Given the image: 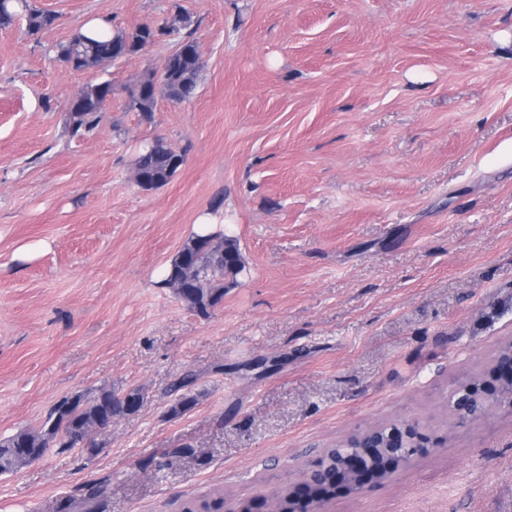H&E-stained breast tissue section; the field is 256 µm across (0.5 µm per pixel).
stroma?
Listing matches in <instances>:
<instances>
[{
    "label": "stroma",
    "mask_w": 512,
    "mask_h": 512,
    "mask_svg": "<svg viewBox=\"0 0 512 512\" xmlns=\"http://www.w3.org/2000/svg\"><path fill=\"white\" fill-rule=\"evenodd\" d=\"M33 2L53 28L0 27V437L75 394L144 402L96 455L52 448L0 477V512H55L100 481L105 512L266 495L397 419L444 444L326 512H512V406L448 416L512 342V0ZM179 8L198 91L151 120L128 93L178 34L100 69L54 58L90 19ZM100 79L101 123L71 136L69 99ZM157 136L185 162L145 190L133 164ZM205 211L246 259L207 318L153 279ZM188 372L199 402L169 416Z\"/></svg>",
    "instance_id": "obj_1"
}]
</instances>
